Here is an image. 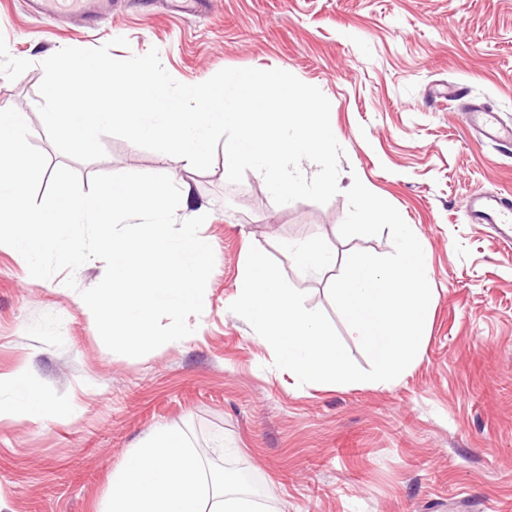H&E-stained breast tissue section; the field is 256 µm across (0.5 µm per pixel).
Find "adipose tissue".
<instances>
[{
  "mask_svg": "<svg viewBox=\"0 0 512 512\" xmlns=\"http://www.w3.org/2000/svg\"><path fill=\"white\" fill-rule=\"evenodd\" d=\"M265 477L244 469L216 482L172 430L159 427L112 475L107 512H268Z\"/></svg>",
  "mask_w": 512,
  "mask_h": 512,
  "instance_id": "ef3b65f1",
  "label": "adipose tissue"
}]
</instances>
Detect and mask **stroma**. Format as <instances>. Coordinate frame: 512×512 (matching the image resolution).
<instances>
[{"label": "stroma", "instance_id": "obj_1", "mask_svg": "<svg viewBox=\"0 0 512 512\" xmlns=\"http://www.w3.org/2000/svg\"><path fill=\"white\" fill-rule=\"evenodd\" d=\"M100 23L44 17L0 0V109L23 112L50 167L97 174L164 173L181 191L178 219L204 216L215 254L201 315L177 346L139 358L111 352L79 304L105 264L43 280L0 249V374L31 418L0 423V512H104L112 473L157 427L183 436L213 472L252 469L274 512H512V243L475 224L473 190L512 199V143L494 146L467 109L512 124V0H112ZM115 58L158 49L177 81L224 68L281 69L318 87L345 150L328 203H274L263 179L229 183L209 170L103 137L104 158L78 162L51 144L38 114L42 62L64 47L116 37ZM414 225L434 304L423 359L389 386H301L230 312L250 247L323 310L354 361L370 362L328 292L288 254L321 241L337 259L387 255L389 231L342 238L353 179ZM82 413L68 422L70 405Z\"/></svg>", "mask_w": 512, "mask_h": 512}]
</instances>
